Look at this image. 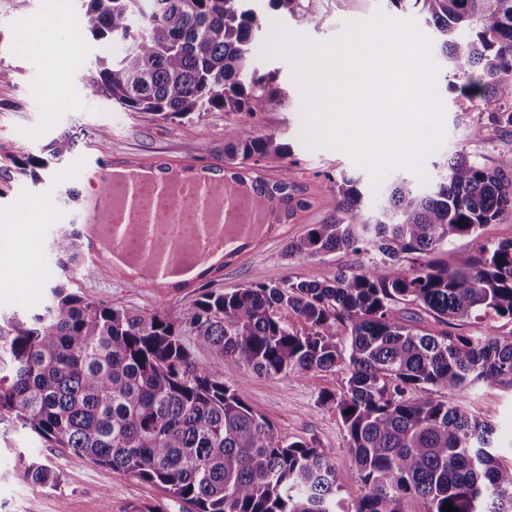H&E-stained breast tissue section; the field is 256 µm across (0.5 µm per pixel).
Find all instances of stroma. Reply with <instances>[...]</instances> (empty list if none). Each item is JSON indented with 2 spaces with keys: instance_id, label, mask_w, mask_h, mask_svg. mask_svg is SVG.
I'll return each mask as SVG.
<instances>
[{
  "instance_id": "stroma-1",
  "label": "stroma",
  "mask_w": 512,
  "mask_h": 512,
  "mask_svg": "<svg viewBox=\"0 0 512 512\" xmlns=\"http://www.w3.org/2000/svg\"><path fill=\"white\" fill-rule=\"evenodd\" d=\"M309 21L298 27L289 18L267 13L264 22L278 21L286 29H301L323 40L342 28L346 19H364L375 9L387 10L398 20L414 19L419 31L432 43L431 55L439 67L436 86L444 106L446 137L426 164L430 181H437L448 158L464 153L489 169L499 167L502 156L512 154V128L494 122L492 107L463 98L449 85L447 62L439 48L440 36L416 11L391 8L388 0H303ZM79 0H30L26 14L15 12L12 0H0V143L9 155H0V214L25 212L28 204L41 202L45 211L35 220L12 227L8 249L29 261L30 272L0 278V322L24 317L36 310L45 298V285L60 277L61 271L50 243L57 229L54 203L66 191L80 195L97 191L101 170L98 157L111 155L113 163L128 165L132 171L157 169L166 164L180 171L190 167L215 170L224 166V142L230 129L239 127L241 117L234 112H196L168 121L146 112H130L104 95L91 93L88 79L94 59L103 51L91 39L60 40L53 28L68 31L80 26ZM46 16L49 30L39 45H22L26 17ZM264 71L277 74L283 106L274 112L256 110L254 131L275 135L290 148L278 168L250 167L251 175L267 182L281 180L295 185L297 195L307 202L293 216L267 218L262 233L243 240L224 258L221 271L201 278L208 260L198 262V274L187 277L179 287H159L133 278L117 269L109 254L87 249L95 263V274L86 288L91 295L117 308L144 313L170 307H190L205 280L215 286L234 288L249 282L278 283L284 279L309 277L332 279L338 271L369 263L367 254L339 251L311 263L287 255L288 244L302 237L310 225L321 223L336 206V196L328 191L330 179L359 180L370 189L366 171L346 154L307 148L300 140L301 96L292 81L286 61L273 58L260 62ZM482 126L483 139L472 136L474 126ZM107 128L110 138L100 142L97 132ZM64 133L73 134L76 146L71 155L49 160L47 146ZM47 158V168L39 181L23 173L21 165L30 157ZM227 386L241 391L247 403L268 419L289 441L302 440L333 451V463L340 471L355 472L357 464L348 447L347 432L337 411L320 403L328 392H341L346 375L341 370L316 371L304 375L267 378L251 372L232 358L214 363ZM454 403L468 408L496 429L501 441L497 454L502 462H512V384H479L454 396ZM38 459L59 473L55 488H43L24 475L25 457ZM164 512H194L181 500L167 498L155 485L110 468L94 464L61 448H48L13 427L11 420L0 422V512H150L155 506Z\"/></svg>"
}]
</instances>
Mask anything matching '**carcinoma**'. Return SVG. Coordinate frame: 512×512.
<instances>
[{
  "label": "carcinoma",
  "mask_w": 512,
  "mask_h": 512,
  "mask_svg": "<svg viewBox=\"0 0 512 512\" xmlns=\"http://www.w3.org/2000/svg\"><path fill=\"white\" fill-rule=\"evenodd\" d=\"M81 33L124 51L96 59L89 90L120 106L168 120L212 109L254 115L282 106L276 73L253 65L262 17L254 0H84ZM304 23L302 0H266ZM412 8L441 35L454 88L500 107L512 127V0H389ZM75 147L63 133L49 152ZM288 147L241 127L224 143V161L277 166ZM264 211L292 215L307 206L286 181H252ZM329 190L337 203L321 223L288 244V256L313 262L336 251L381 259L329 281L286 279L215 290L201 286L188 308L139 313L72 290L94 262L80 233L61 224L51 242L63 278L25 323L0 326V412L52 448L159 487L195 512H336V492L356 479L352 512H512V464L496 454L493 429L469 410L438 400L445 389L512 383V339L453 336L439 325L473 319L512 321V241L489 242L482 229L512 210V182L463 153L422 192L396 179L376 206L357 181ZM456 236L474 253L450 267L431 256ZM416 266L406 271L400 262ZM415 304L433 326L412 325L399 305ZM305 324L296 330L283 313ZM201 339L211 356L231 357L267 376L336 368L340 394L321 403L340 414L356 472L336 469L332 450L288 442L224 376L184 343ZM34 484L59 475L29 460Z\"/></svg>",
  "instance_id": "obj_1"
}]
</instances>
